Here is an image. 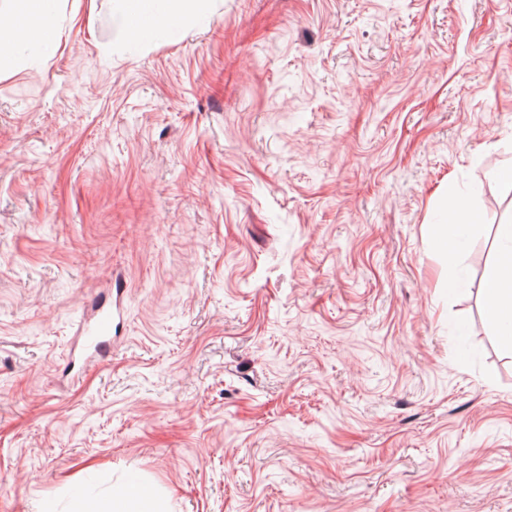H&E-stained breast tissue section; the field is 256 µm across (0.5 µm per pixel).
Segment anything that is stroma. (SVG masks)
I'll return each instance as SVG.
<instances>
[{"instance_id": "35a3bbf8", "label": "stroma", "mask_w": 512, "mask_h": 512, "mask_svg": "<svg viewBox=\"0 0 512 512\" xmlns=\"http://www.w3.org/2000/svg\"><path fill=\"white\" fill-rule=\"evenodd\" d=\"M0 70V512H512V348L472 302L512 194V0H113ZM482 217L449 293L446 194ZM108 357L68 374L90 300ZM124 30L138 44L171 40L204 12L210 0H114ZM120 302L112 301V294L108 298H100L93 302L91 314L87 321H81L76 336H88L89 347L93 354L99 358L109 351V343L105 339L112 332V322L115 314L120 313ZM153 490L138 484L127 485L112 494H101L77 502L72 512H168Z\"/></svg>"}]
</instances>
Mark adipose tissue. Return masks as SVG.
Instances as JSON below:
<instances>
[{"instance_id": "obj_1", "label": "adipose tissue", "mask_w": 512, "mask_h": 512, "mask_svg": "<svg viewBox=\"0 0 512 512\" xmlns=\"http://www.w3.org/2000/svg\"><path fill=\"white\" fill-rule=\"evenodd\" d=\"M85 7L95 15L96 0H9L0 8V64L9 61L14 41L38 45L56 42L54 19L67 2ZM206 0H115L124 30L138 44L171 40L204 12ZM481 217L463 193L454 191L444 204V219L433 239L435 250L447 257V288L457 291L466 280L452 261L471 225ZM503 246L483 281L484 312L499 336L512 345V223L497 228ZM74 512H168L164 501L153 490L138 484L110 494L78 501Z\"/></svg>"}]
</instances>
